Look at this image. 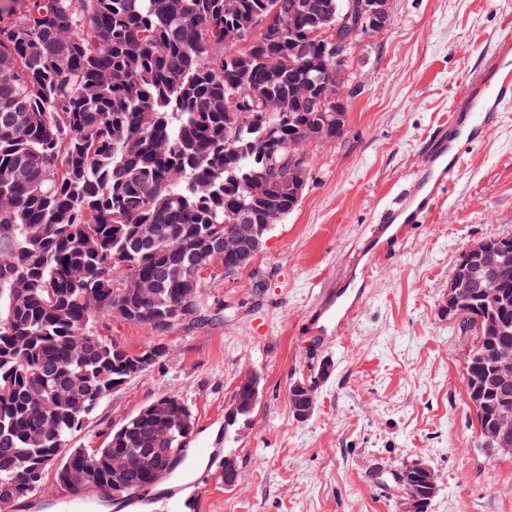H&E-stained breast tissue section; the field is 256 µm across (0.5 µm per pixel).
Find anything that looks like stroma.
<instances>
[{"label":"stroma","instance_id":"stroma-1","mask_svg":"<svg viewBox=\"0 0 512 512\" xmlns=\"http://www.w3.org/2000/svg\"><path fill=\"white\" fill-rule=\"evenodd\" d=\"M512 27V0H391L387 31L356 51L347 131L311 149L305 193L269 235L254 272L212 279L211 318L160 333L113 322L105 337L166 353L101 402L74 448L102 445L147 403L174 395L195 418L187 453L219 455L196 497L136 512H407L395 476L421 463L438 478L428 512H512V458L478 446L466 395L470 347L443 308L459 254L512 237V106L468 149L438 212L363 281L352 250L388 197L422 173V146L460 98L467 78L495 58L494 35ZM363 287L354 316L326 328L321 309L346 286ZM328 375H321L323 363ZM259 396L225 426L241 374ZM315 385V409L297 420L296 380ZM238 466L224 486V464Z\"/></svg>","mask_w":512,"mask_h":512}]
</instances>
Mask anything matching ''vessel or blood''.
<instances>
[{
  "label": "vessel or blood",
  "instance_id": "b4317fda",
  "mask_svg": "<svg viewBox=\"0 0 512 512\" xmlns=\"http://www.w3.org/2000/svg\"><path fill=\"white\" fill-rule=\"evenodd\" d=\"M510 101L512 33L507 31L496 40L493 63L467 81L456 109L440 124L438 135L425 144L428 169L424 180L411 182L385 205L378 224L356 252L355 262L364 273H371L375 264L396 248L402 225L419 224L436 214L449 182L462 167L464 143L482 136Z\"/></svg>",
  "mask_w": 512,
  "mask_h": 512
}]
</instances>
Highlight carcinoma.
Here are the masks:
<instances>
[{
  "label": "carcinoma",
  "mask_w": 512,
  "mask_h": 512,
  "mask_svg": "<svg viewBox=\"0 0 512 512\" xmlns=\"http://www.w3.org/2000/svg\"><path fill=\"white\" fill-rule=\"evenodd\" d=\"M340 0H23L0 20V499L28 498L49 470L61 487L73 473L112 492L157 481L155 453L186 447L189 407L156 415L145 405L99 448L58 458L88 417L136 372L130 351L93 328L122 321L165 332L204 315L190 258L230 225L279 224L298 206L308 173L288 161L294 138L336 140L347 131L336 98V62L315 64L321 35L336 27ZM248 27L242 42L230 27ZM351 42L341 85L352 84ZM309 88L298 93L300 85ZM232 94L239 108L226 107ZM457 307L483 323L465 368L481 390L480 447L512 458L495 421L512 416V389L492 384L512 358V248ZM152 279L146 296L119 288ZM308 418L311 394H288ZM127 470L112 475V456ZM414 512L426 486L402 482Z\"/></svg>",
  "instance_id": "cac0c4a2"
}]
</instances>
